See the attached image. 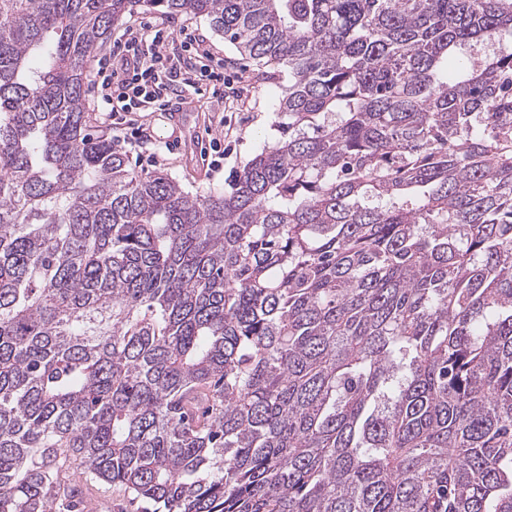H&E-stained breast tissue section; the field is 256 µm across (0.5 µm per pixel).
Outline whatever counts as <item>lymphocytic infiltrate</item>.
<instances>
[{"mask_svg":"<svg viewBox=\"0 0 512 512\" xmlns=\"http://www.w3.org/2000/svg\"><path fill=\"white\" fill-rule=\"evenodd\" d=\"M171 40L165 28L151 25L129 30L118 43L111 72L103 79L102 103L109 106L115 138L123 145L137 147L146 141L137 116L155 108L168 88L177 87L179 96L187 99L200 94L203 85L225 80L223 59L211 58L203 39L185 33L179 57L167 52ZM191 55L211 58L212 63L192 70L187 63Z\"/></svg>","mask_w":512,"mask_h":512,"instance_id":"obj_1","label":"lymphocytic infiltrate"}]
</instances>
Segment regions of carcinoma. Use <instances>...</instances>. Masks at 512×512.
<instances>
[{"mask_svg":"<svg viewBox=\"0 0 512 512\" xmlns=\"http://www.w3.org/2000/svg\"><path fill=\"white\" fill-rule=\"evenodd\" d=\"M288 70L222 194L89 132L142 5ZM512 0H0V512H512ZM79 473L80 471L70 473V479L83 489L88 512H118L121 507L126 509L125 512H140L137 510L143 506L141 503L126 501L122 492L112 488V485L102 482H86L84 475Z\"/></svg>","mask_w":512,"mask_h":512,"instance_id":"cac0c4a2","label":"carcinoma"}]
</instances>
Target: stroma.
Here are the masks:
<instances>
[{
  "mask_svg": "<svg viewBox=\"0 0 512 512\" xmlns=\"http://www.w3.org/2000/svg\"><path fill=\"white\" fill-rule=\"evenodd\" d=\"M173 27L186 26L195 30L228 64V75L234 80L239 97L225 101L208 94L198 95L187 105L192 124L210 130L212 136H221L220 119L230 120L236 131L224 158V169L220 173H207L205 166L195 162L189 147L174 151L158 149V142L168 139L174 124L163 112L144 113L142 121L151 138L147 143L149 151L159 154L157 167L139 163L136 151H127L130 168L139 176L165 174L180 183L191 196H207L227 191L231 180L241 171L255 153L264 145L273 143L280 136L274 106L283 93L281 81L259 82L254 78L258 70L255 61L241 56L237 49L225 42L221 33L216 32L209 19L189 14L173 17ZM111 45H104L86 63L88 74L84 100L91 117L92 133L111 134L112 125L108 116L101 112L100 63L109 58ZM72 482L81 485L87 502V512H137L138 503L127 502L122 492L102 482L86 481L79 473H72Z\"/></svg>",
  "mask_w": 512,
  "mask_h": 512,
  "instance_id": "obj_1",
  "label": "stroma"
}]
</instances>
